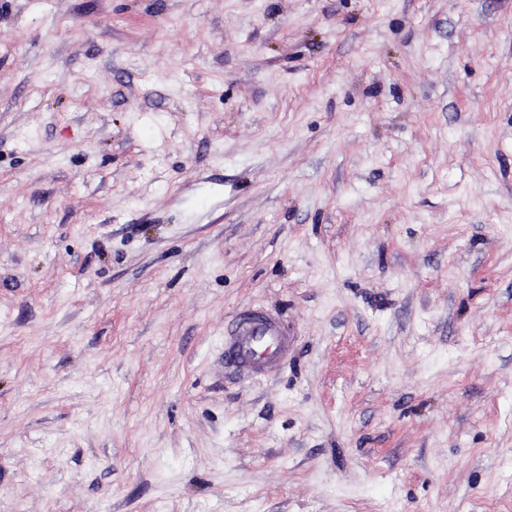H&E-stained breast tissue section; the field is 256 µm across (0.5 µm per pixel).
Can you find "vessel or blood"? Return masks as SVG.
<instances>
[{
	"label": "vessel or blood",
	"instance_id": "b4317fda",
	"mask_svg": "<svg viewBox=\"0 0 512 512\" xmlns=\"http://www.w3.org/2000/svg\"><path fill=\"white\" fill-rule=\"evenodd\" d=\"M288 334L263 309H244L224 326L225 366L252 377L276 372L288 354Z\"/></svg>",
	"mask_w": 512,
	"mask_h": 512
}]
</instances>
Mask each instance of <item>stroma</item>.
I'll return each mask as SVG.
<instances>
[{"mask_svg": "<svg viewBox=\"0 0 512 512\" xmlns=\"http://www.w3.org/2000/svg\"><path fill=\"white\" fill-rule=\"evenodd\" d=\"M0 512H512V0H0ZM288 334L263 309H244L224 325L226 367L252 378L276 372L288 354Z\"/></svg>", "mask_w": 512, "mask_h": 512, "instance_id": "stroma-1", "label": "stroma"}]
</instances>
